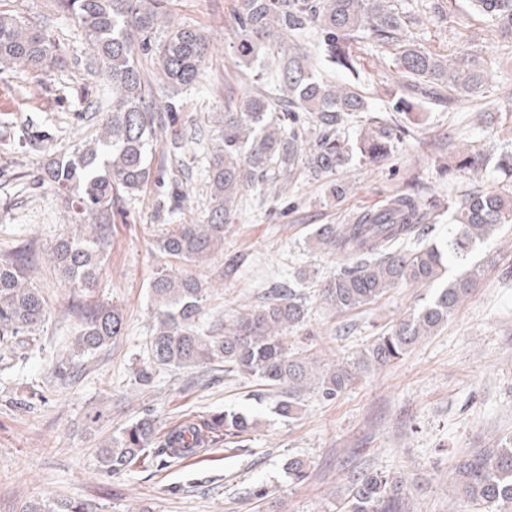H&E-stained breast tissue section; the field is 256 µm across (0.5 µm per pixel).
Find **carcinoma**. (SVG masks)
Returning a JSON list of instances; mask_svg holds the SVG:
<instances>
[{
  "mask_svg": "<svg viewBox=\"0 0 512 512\" xmlns=\"http://www.w3.org/2000/svg\"><path fill=\"white\" fill-rule=\"evenodd\" d=\"M81 27L90 55L85 69L104 75L112 85V108L92 142L74 149L65 159L49 164L47 181L63 194L75 215L76 228L52 248V258L67 284L90 290L104 262L105 238L112 224V202L141 192L158 175L148 161L157 132L175 125L171 103L153 90L151 76L139 63L138 52L151 55L159 77L174 86L194 84L209 56L208 37L188 26L162 28L164 0H55ZM473 8L512 43V0H472ZM238 37L230 45L240 65L253 66L262 53L281 59L279 94L260 90L224 102L219 143L208 170L210 209L204 224H182L158 241L161 252L185 265L176 272L162 269L149 283L156 324L146 342L147 363L135 379L145 386L153 371L163 368H206L224 364L278 390L274 412L294 420L301 413L300 396L317 390L325 401L336 400L356 373L400 359L407 350L448 323L481 276V265L469 261L474 248L512 224V189H470L448 202V238L428 242L435 223V204L415 188L396 191L386 206L359 214L351 224H320L310 241L344 258L347 264L321 284L319 296L340 313H352L381 299L399 284L442 288L422 308L381 331L353 362L315 368L312 357L288 347L287 334L307 325L309 307L294 288L276 284L262 304L233 315L208 331L200 328L207 288L188 266L209 257L224 244V231L238 211V197L300 168L321 178L345 168L353 156L380 164L392 141L405 133L373 112L356 89L321 80L306 63L299 38L315 29L323 50L340 70L356 73L351 42L366 38L396 51L399 77L413 87L452 102L481 99L489 71L480 59L461 53L450 64L407 38L409 16L395 0H237ZM63 62L60 39L44 28L0 13V66L20 65L49 72ZM365 113L355 143L342 139L339 129ZM305 115L316 132L312 144L295 129ZM483 153L464 151L452 172H479L486 167ZM33 248L23 246L0 259V345L35 331L46 315L38 288L28 281ZM457 273L446 279L447 269ZM80 334L76 348L99 349L124 333L123 312L116 306L88 303L77 312ZM255 422L242 413L213 414L158 437L150 414L135 419L113 434L101 449L100 462L108 474H118L133 461L150 455L185 458L195 452L208 431L210 442L240 438ZM295 482L307 477L298 458L286 463ZM451 479L468 501L485 512H512V436L500 447L476 450L459 457ZM410 487L403 479L380 473L352 483L344 512H406ZM27 512H88L75 500L34 502Z\"/></svg>",
  "mask_w": 512,
  "mask_h": 512,
  "instance_id": "1",
  "label": "carcinoma"
}]
</instances>
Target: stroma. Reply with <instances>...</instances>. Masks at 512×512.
I'll list each match as a JSON object with an SVG mask.
<instances>
[{
	"instance_id": "obj_1",
	"label": "stroma",
	"mask_w": 512,
	"mask_h": 512,
	"mask_svg": "<svg viewBox=\"0 0 512 512\" xmlns=\"http://www.w3.org/2000/svg\"><path fill=\"white\" fill-rule=\"evenodd\" d=\"M397 2L413 18L408 34L417 46L447 60L472 50L485 61L486 98L447 103L418 95L411 111L396 112L409 94L391 50L365 39L354 43L357 72L350 75L327 60L318 32L307 31L301 42L322 77L355 84L376 111L395 116L410 133L394 140L382 164L355 159L340 171L345 194L338 201L329 200L326 179L302 173L244 191L223 246L197 268L208 283L204 324L260 304L271 285L303 269L307 278L298 290L312 301L310 330L292 334L294 349L313 348L325 364L353 356L382 328L427 303L435 288L403 284L353 313L336 312L317 285L343 262L309 245L316 225L351 223L413 180L423 196L443 204L471 186L498 188L512 179L491 165L458 177L441 171L461 147L494 158L512 150V43L473 11L471 0ZM236 7L237 0H167L169 22L203 30L213 45L194 85L165 89L179 125L196 126L201 135L187 140L178 179L115 200L104 267L87 293L66 284L49 260L71 218L64 199L40 178L52 156L95 137L112 91L105 77L88 76L85 36L54 0H0V11L43 23L61 40L64 56L46 74L0 71V258L33 245L39 257L29 277L47 301L40 329L0 354V512L53 499L83 501L96 512H340L352 479L377 472L415 485L410 512H476L449 472L459 455L498 447L512 435L510 226L473 251L476 262L492 252L501 260L446 325L396 363L359 374L336 400L306 391L304 411L293 422L272 414V390L219 365L161 369L146 386L134 377L147 360L154 323L149 282L168 265L157 241L177 225L206 221L215 118L227 91L252 89L249 70L228 52ZM228 255L242 260L235 271L224 266ZM88 301L119 305L125 330L111 344L80 353L75 310ZM226 409L249 411L257 421L240 444H215L192 462H139L115 475L99 467L105 439L143 413L164 434ZM291 456L309 464L303 483L290 482L282 469Z\"/></svg>"
}]
</instances>
